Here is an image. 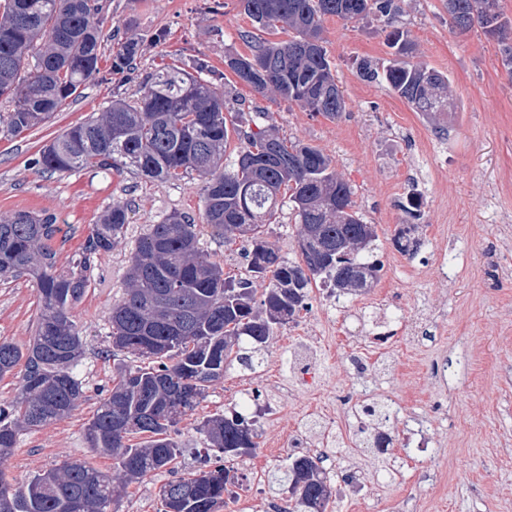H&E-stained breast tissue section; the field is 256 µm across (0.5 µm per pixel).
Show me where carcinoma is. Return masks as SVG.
<instances>
[{
  "label": "carcinoma",
  "instance_id": "cac0c4a2",
  "mask_svg": "<svg viewBox=\"0 0 512 512\" xmlns=\"http://www.w3.org/2000/svg\"><path fill=\"white\" fill-rule=\"evenodd\" d=\"M244 13L267 34L288 33L285 41L262 38L249 55L224 54V67L253 91L271 92L299 108L334 120L346 102L324 46L323 20L344 21L373 14L391 18L397 0H239ZM453 32L479 29L495 41L512 66V21L502 0H446ZM100 0H4L0 4V98L12 108L0 122L15 137L32 130L99 72L103 57ZM392 59L383 72L367 62L362 78L383 79L415 111L435 118L455 111L448 75L413 61L408 32L385 36ZM141 38H130L112 54V69H134L146 54ZM259 63L262 69L254 64ZM208 61L188 68L148 73L133 98L112 101L106 111L66 128L35 158L49 172L83 169L132 170L151 180L174 181L194 172L203 182V220L211 234L247 242L251 276L224 278L222 265L199 247L200 225L174 212L149 225L132 250L125 291L112 305V345L145 360L126 365L112 382L86 428L89 447L112 457L118 475L72 461L12 488L0 478V512H112L119 484L143 480L171 465L182 448L171 432L206 397L210 384L237 362L253 369L274 327L306 309L309 288L325 275L329 287L363 273L373 287L383 265L357 255L371 250L377 225L356 209L351 186L315 147L279 135L270 125L244 129L237 123ZM238 140L233 168L224 167ZM276 152L280 162L268 160ZM291 204L301 228L302 261L282 257L264 227L280 206ZM129 210L116 204L92 225L72 266L55 268L57 235L67 240L57 218L42 211H17L0 218V277H28L37 287L40 312L35 334L19 345L0 340V376L24 364L18 394L0 403V458L19 432L43 428L68 417L85 398L74 368L84 342L72 318L95 268V259L125 236ZM418 225L403 224L393 238L409 254ZM349 242L354 249L338 247ZM266 281L256 302V281ZM170 344L163 351L152 342ZM200 430L219 453L251 455L258 448L255 423L241 414L213 415ZM145 436L132 444L130 439ZM292 506L282 512H328L331 481L311 455L292 458L285 472ZM238 477L222 460L179 476L159 490L161 512H219L228 486Z\"/></svg>",
  "mask_w": 512,
  "mask_h": 512
}]
</instances>
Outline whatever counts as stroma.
<instances>
[{"instance_id": "35a3bbf8", "label": "stroma", "mask_w": 512, "mask_h": 512, "mask_svg": "<svg viewBox=\"0 0 512 512\" xmlns=\"http://www.w3.org/2000/svg\"><path fill=\"white\" fill-rule=\"evenodd\" d=\"M391 23L375 17L323 21L325 48L346 101L329 120L270 93L236 83L224 69L225 53L250 54L243 38L253 24L238 0H106L105 49L99 74L79 98L67 99L21 137L0 125V218L19 210H50L72 225L59 245L66 267L91 224L113 204L127 205L124 240L98 255L96 270L72 314L85 340L74 370L85 398L71 416L21 432L0 463L10 485L66 461L109 471L110 457L93 452L86 425L112 387L120 367L132 363L112 348L109 315L125 288L128 260L148 225L171 213L201 219L196 174L153 181L136 174L85 169L49 173L33 164L40 150L69 125L132 96L142 72L206 59L245 125L267 121L288 139L320 149L353 189L363 219L376 225L373 255L383 264L379 281L361 293L310 290L307 310L276 327L253 369L230 366L207 397L177 425L183 454L172 470L130 484L117 512H158L167 481L200 468L208 441L200 423L238 410L256 416L259 446L225 464L242 479L222 512H283V481L296 453L290 436L308 447L326 442L335 463L333 512H512V73L494 41L483 34L452 33L444 0H401ZM409 31L416 59L446 73L457 110L446 131L388 90L357 73L360 62L381 68L384 30ZM164 42L141 59L136 73H114L120 39ZM420 202L413 254L391 238L406 223L405 204ZM200 244L225 275L248 277L244 243L203 236ZM39 312L34 284L0 280V339L25 344ZM321 337V351L310 337ZM318 373L304 386L295 376L301 360ZM260 392L259 404L248 396ZM370 396L399 401L403 412L377 423L356 415ZM330 409L335 436L323 440L320 408Z\"/></svg>"}]
</instances>
